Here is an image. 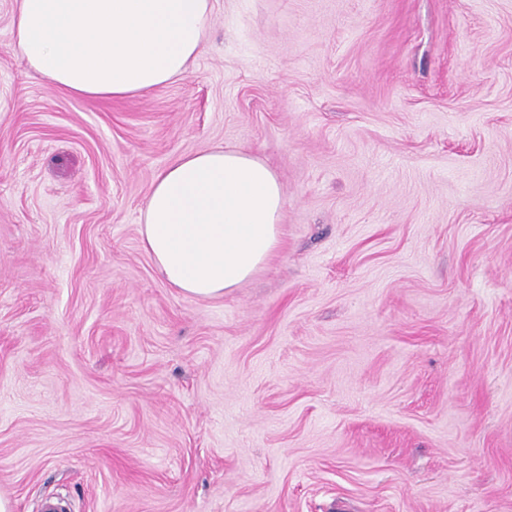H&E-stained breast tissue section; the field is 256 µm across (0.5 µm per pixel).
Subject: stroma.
<instances>
[{
	"label": "stroma",
	"instance_id": "stroma-1",
	"mask_svg": "<svg viewBox=\"0 0 512 512\" xmlns=\"http://www.w3.org/2000/svg\"><path fill=\"white\" fill-rule=\"evenodd\" d=\"M195 64L78 98L0 0V497L12 512H512V0H213ZM276 172L209 300L141 209L175 158Z\"/></svg>",
	"mask_w": 512,
	"mask_h": 512
}]
</instances>
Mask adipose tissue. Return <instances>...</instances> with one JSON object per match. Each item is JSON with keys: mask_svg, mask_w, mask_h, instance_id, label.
<instances>
[{"mask_svg": "<svg viewBox=\"0 0 512 512\" xmlns=\"http://www.w3.org/2000/svg\"><path fill=\"white\" fill-rule=\"evenodd\" d=\"M11 45L78 97L122 100L167 85L197 60L212 0H14ZM276 173L247 151L179 156L153 179L142 246L185 295L215 299L250 279L280 244Z\"/></svg>", "mask_w": 512, "mask_h": 512, "instance_id": "ef3b65f1", "label": "adipose tissue"}]
</instances>
